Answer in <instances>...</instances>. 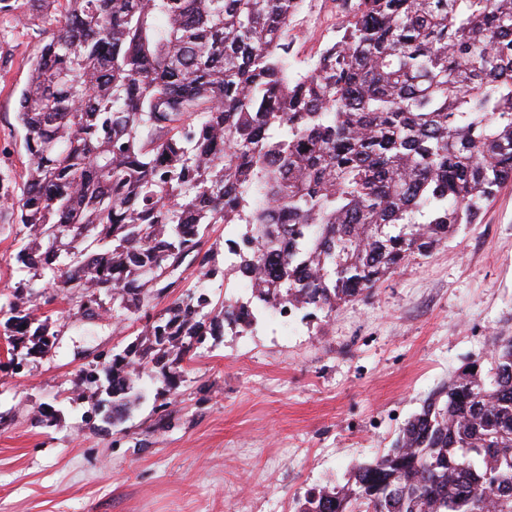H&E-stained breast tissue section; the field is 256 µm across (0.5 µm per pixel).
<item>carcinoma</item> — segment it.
Masks as SVG:
<instances>
[{
  "instance_id": "carcinoma-1",
  "label": "carcinoma",
  "mask_w": 512,
  "mask_h": 512,
  "mask_svg": "<svg viewBox=\"0 0 512 512\" xmlns=\"http://www.w3.org/2000/svg\"><path fill=\"white\" fill-rule=\"evenodd\" d=\"M36 47L16 120L21 194L0 173L16 260L77 309L133 310L144 340L83 379L105 422L167 390L219 321L250 303L189 290L185 262L219 272L213 224L245 232L224 276L253 275L263 308L328 313L473 224L512 181V0H333L338 38L288 73L301 0H64ZM15 351L54 309L12 302ZM297 512H512V336L492 338L423 402L392 448Z\"/></svg>"
}]
</instances>
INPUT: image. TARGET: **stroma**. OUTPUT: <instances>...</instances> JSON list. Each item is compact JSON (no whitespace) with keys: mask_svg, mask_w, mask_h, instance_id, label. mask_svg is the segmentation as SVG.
<instances>
[{"mask_svg":"<svg viewBox=\"0 0 512 512\" xmlns=\"http://www.w3.org/2000/svg\"><path fill=\"white\" fill-rule=\"evenodd\" d=\"M0 16V171L26 179L16 122L30 59L55 26L60 0H15ZM331 0H303L288 72L305 74L336 37ZM23 231L0 224V304L27 278ZM204 285L213 305L240 279L200 281L185 267L168 297ZM46 353L0 371V512H296L313 487L340 482L391 448L424 399L464 362L512 330V183L473 224L416 257L365 299L290 323L258 313L223 324L185 364L177 393L153 372L125 420L91 416L97 386L80 371L136 341L128 311L81 315L56 303Z\"/></svg>","mask_w":512,"mask_h":512,"instance_id":"35a3bbf8","label":"stroma"}]
</instances>
